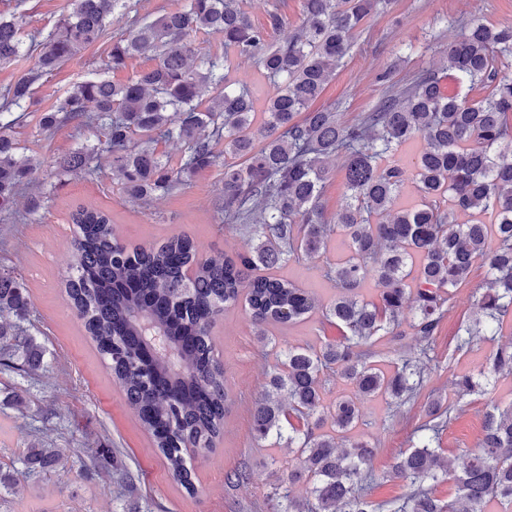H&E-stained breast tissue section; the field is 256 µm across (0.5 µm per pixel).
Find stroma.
<instances>
[{
	"label": "stroma",
	"instance_id": "stroma-1",
	"mask_svg": "<svg viewBox=\"0 0 512 512\" xmlns=\"http://www.w3.org/2000/svg\"><path fill=\"white\" fill-rule=\"evenodd\" d=\"M70 8L71 0H0V11L25 15L27 32L43 35ZM243 9L257 25L266 24L271 11L283 15V26L270 33L275 43L291 38L301 25V0H243ZM473 18L512 25V0H392L388 12L373 16L355 31L354 47L322 97V106L336 109L341 121L353 123L375 109L388 87L408 86L424 70L444 71L449 41L462 33L463 22ZM111 42V36H104L81 56L44 76L37 88L42 107H51L75 83L103 75ZM384 72L389 73V82L379 81ZM40 120V113L23 112L12 128L35 163L17 206L25 208L32 200L38 208L24 219L0 213V268L11 270L26 284L33 303L29 329L48 354L44 365L25 377L0 368V462H9L26 448L35 429L45 425L44 410L55 405L61 416L50 425V438L67 463L38 481L18 484L0 504V512H261L263 494L277 479L275 464H287L292 458L287 449L258 446L252 436V414L264 389L265 373L276 361L277 348L320 346L337 337L336 328L318 312L295 325L272 326L268 334L277 346L266 350L243 306L225 310L214 329L229 396L224 436L198 465V492L189 494L136 423L121 388L85 336L62 284L63 257L73 238L70 215L82 203L110 212L117 233L133 244L185 234L203 256L248 251L249 232L221 223L216 209L224 164L216 162L198 173L177 193L133 201L112 174L109 152L95 158L97 175L92 179L61 172L54 165L59 154L106 141L105 130L79 135L66 124L46 133ZM484 286L485 271L478 268L468 283L455 290L429 352L426 394L431 391L442 400L459 402L455 419L441 437V446L451 457L476 448L487 405L512 404V377L493 380L482 393L461 400L454 395L455 375L478 372L494 349L495 344L477 339L466 355L450 357L452 339L461 323L471 320ZM426 394L399 410L379 397L360 401L359 431L378 448L373 461L376 473L386 471L400 451L410 448L414 431L427 419ZM90 448L117 450L119 464L136 476L135 489L121 491L113 483L89 478L83 461ZM244 465L250 469L249 480L227 485V476Z\"/></svg>",
	"mask_w": 512,
	"mask_h": 512
}]
</instances>
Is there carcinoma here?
<instances>
[{"label": "carcinoma", "mask_w": 512, "mask_h": 512, "mask_svg": "<svg viewBox=\"0 0 512 512\" xmlns=\"http://www.w3.org/2000/svg\"><path fill=\"white\" fill-rule=\"evenodd\" d=\"M120 2L74 0L52 32L29 44L24 16L0 13V64L34 55L33 66L0 90L6 110L37 106L36 84L112 29ZM241 2L185 0L179 10L132 23L112 40L108 69L124 70L141 56L154 66L125 83L104 76L79 82L45 110L46 131L64 124L79 133L108 130L112 171L138 201L179 190L216 163L214 146L224 142L232 161L224 162L222 223L245 227L254 240L245 253L205 258L185 234L131 245L108 214L81 205L71 214L75 231L63 276L77 319L137 423L192 495L195 462L186 459V449H199L203 458L224 435L228 393L212 336L216 321L243 299L265 345L268 325L308 319L318 306L315 296L271 270L321 257L338 232L348 256L326 263L321 273L338 289L323 316L340 338L318 349L281 350L254 409L256 441H282L299 460L288 479L278 478L263 495L267 512H488L493 503L512 505V406L485 412L479 446L458 470L440 448L455 405L431 399L421 434L385 472L403 491L381 501L370 497L376 448L354 433L357 400L382 396L397 408L415 400L427 348L455 289L475 266L486 268L489 281L473 323L458 328L452 355L466 354L481 330L497 335L512 318V74L503 73L512 65V25L474 19L448 43L455 91L425 70L348 124L335 110L312 105L343 65L354 32L390 0H302L299 32L283 44L269 40L283 16L272 12L267 24L256 25ZM200 32L224 36V51L198 64L190 36ZM231 56L254 61L273 86L262 112L247 86L229 81ZM475 90L483 95L473 96ZM11 128L0 121L1 212L14 207L33 169ZM416 139L423 141L415 161L422 204L398 210L406 171L386 159ZM170 142L185 147L177 169L159 151ZM96 154V147L83 145L56 164L91 178ZM338 157L346 194L331 222L322 197ZM370 278L379 290L375 301L361 298ZM32 308L27 289L1 270V367L24 372L44 363V347L24 326ZM404 325L420 353L401 356L387 372L370 347L377 336L402 335ZM496 375L512 376V345L493 351L485 371L457 376V399L481 392L480 379ZM338 378L353 393L328 401L327 389ZM88 459V471L112 478L110 453ZM61 463L56 448L24 449L21 467L0 469V501L18 478H39ZM301 480L309 491L296 499L288 486ZM448 480L456 497L446 502L434 488Z\"/></svg>", "instance_id": "carcinoma-1"}]
</instances>
